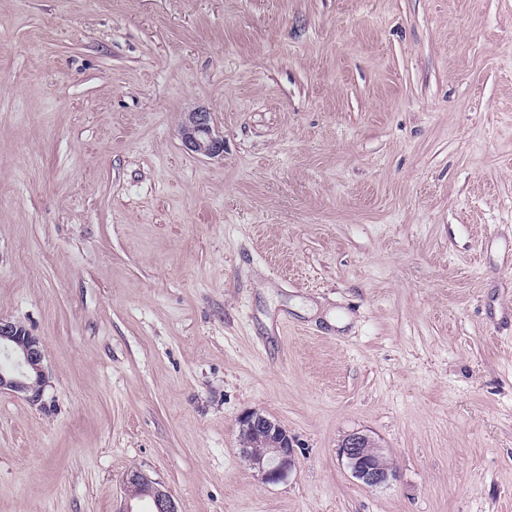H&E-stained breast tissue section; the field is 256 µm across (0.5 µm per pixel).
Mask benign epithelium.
<instances>
[{
  "label": "benign epithelium",
  "mask_w": 512,
  "mask_h": 512,
  "mask_svg": "<svg viewBox=\"0 0 512 512\" xmlns=\"http://www.w3.org/2000/svg\"><path fill=\"white\" fill-rule=\"evenodd\" d=\"M186 148L197 156L208 158L224 154V137L212 125L211 113L205 110L189 112L180 128ZM0 351L12 356L13 367L0 369V392L20 395L33 404H44L48 383L45 349L42 340L18 323L0 318ZM240 454L266 483H279L288 477L295 465L293 437L279 424L257 411H249L238 420ZM373 440L361 432L344 437L339 456L351 474L367 487H379L393 478V468L371 449ZM271 446L276 456L265 460L254 455L253 449ZM124 487L138 483L144 487V496L152 503V512H179L177 504L158 480L140 469L126 473Z\"/></svg>",
  "instance_id": "benign-epithelium-1"
}]
</instances>
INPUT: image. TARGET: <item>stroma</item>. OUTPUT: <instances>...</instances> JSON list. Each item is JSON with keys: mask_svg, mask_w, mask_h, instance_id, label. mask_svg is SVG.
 <instances>
[{"mask_svg": "<svg viewBox=\"0 0 512 512\" xmlns=\"http://www.w3.org/2000/svg\"><path fill=\"white\" fill-rule=\"evenodd\" d=\"M0 317V512H512V0H0ZM180 132L186 148L193 154L208 158L224 154V138L215 132L210 112L202 109L188 112ZM0 351L14 359L13 367L0 369V392L8 391L44 405L48 371L42 340L27 329L21 331L18 322L0 318ZM238 426L240 454L250 467L265 483L285 480L295 465L294 440L288 431L257 411L242 414ZM265 446L275 448L276 456L272 448H260ZM253 448L269 460L254 455ZM372 444L367 434L357 431L346 435L339 446V456L353 477L371 488L389 483L394 476L393 468L377 454L380 449L369 448ZM123 482L125 491L128 490L131 484L135 483L144 487V496L148 497L152 503L151 512H179L173 496L166 487L160 481L152 479L141 469L128 471ZM128 492L134 499H140L138 488H129Z\"/></svg>", "mask_w": 512, "mask_h": 512, "instance_id": "stroma-1", "label": "stroma"}]
</instances>
